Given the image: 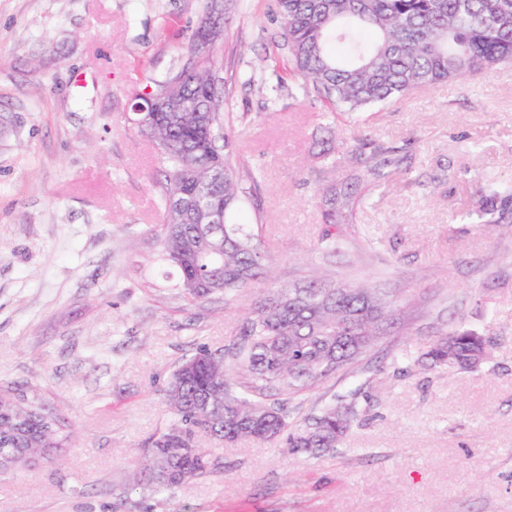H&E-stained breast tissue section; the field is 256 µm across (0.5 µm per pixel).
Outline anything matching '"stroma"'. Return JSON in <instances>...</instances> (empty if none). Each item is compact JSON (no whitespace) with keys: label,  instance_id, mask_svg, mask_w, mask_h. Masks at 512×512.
<instances>
[{"label":"stroma","instance_id":"1","mask_svg":"<svg viewBox=\"0 0 512 512\" xmlns=\"http://www.w3.org/2000/svg\"><path fill=\"white\" fill-rule=\"evenodd\" d=\"M203 0H0V385L36 383L75 436L58 461L0 476V512H512V228L464 221L483 187L512 181V68L420 88L356 115L360 132L412 144V167L343 225L347 249L316 251L324 230L307 158L321 107L277 95L268 60L275 0H242L213 70L225 125L260 177L271 277L320 267L403 289L410 316L353 372L302 397L369 399L336 451L314 459L258 438L222 469L143 496L138 449L172 414L165 386L199 345L223 349L259 289L230 305H190L145 287L158 222L157 159L129 120L131 96L174 68ZM457 328L491 335L481 369L394 372Z\"/></svg>","mask_w":512,"mask_h":512}]
</instances>
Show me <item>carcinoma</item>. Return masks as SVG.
<instances>
[{"label":"carcinoma","instance_id":"carcinoma-1","mask_svg":"<svg viewBox=\"0 0 512 512\" xmlns=\"http://www.w3.org/2000/svg\"><path fill=\"white\" fill-rule=\"evenodd\" d=\"M288 79L278 88L322 103L316 129L323 145L313 154L315 199L328 229L316 244L324 255L345 245L339 228L353 218L360 190L379 186L387 169L408 154L368 135L352 137L342 155L325 147L334 114L363 112L420 87L463 80L512 66V0H276ZM177 67L152 82L161 90ZM214 53L193 67L184 86L186 111L154 118L149 137L157 150L155 192L160 224L152 234L155 262L180 297L192 302L233 301L267 268L246 203L258 182L231 149L219 145L224 100L214 85ZM224 223H206L213 207ZM465 218L493 229L512 224V182L495 183ZM406 316L399 292L342 282L323 269L266 288L249 308L236 339L222 355L201 346L173 371L166 389L175 423L155 435L134 488L155 494L211 472L215 463L195 448L205 433L222 447L244 437L282 443L293 455L316 457L337 447L359 421L356 399L327 402L318 413L290 421L289 405L310 389L352 368L380 336L385 322ZM493 337L453 330L415 363L429 368L477 370L491 359ZM72 425L36 385H0V456L40 448L51 459L65 448Z\"/></svg>","mask_w":512,"mask_h":512}]
</instances>
